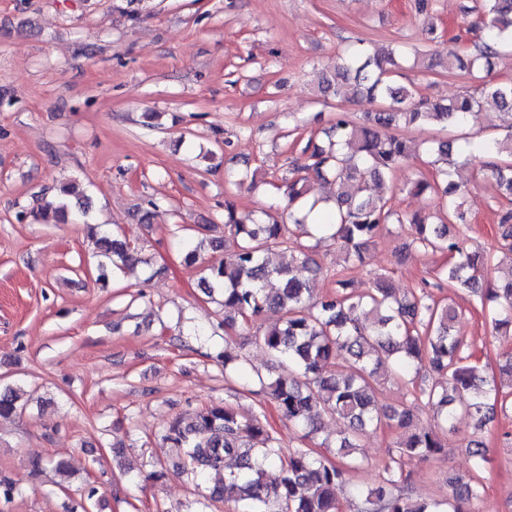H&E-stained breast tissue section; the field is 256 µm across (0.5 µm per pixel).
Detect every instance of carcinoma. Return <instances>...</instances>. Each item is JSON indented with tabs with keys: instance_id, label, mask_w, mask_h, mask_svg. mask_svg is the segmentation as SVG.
<instances>
[{
	"instance_id": "carcinoma-1",
	"label": "carcinoma",
	"mask_w": 512,
	"mask_h": 512,
	"mask_svg": "<svg viewBox=\"0 0 512 512\" xmlns=\"http://www.w3.org/2000/svg\"><path fill=\"white\" fill-rule=\"evenodd\" d=\"M484 19L479 26V42L464 56L450 53L444 63L450 69L463 68L483 82L480 94H466L446 103L415 99L406 86L394 81L407 56L402 49L372 53L359 41L328 67L320 90L341 93L354 83L356 94L382 106L367 112L358 122L346 113H336L320 144L308 140L302 162L294 163L291 176L283 179L288 198V220L241 214L236 206L224 203V229L235 239L233 252L224 261L208 267L200 280L203 293H222L224 326L247 324L265 311L280 313L278 321L264 329L261 341L276 360L288 365V375L268 382L259 380L266 393L289 422L311 435L318 431L323 414L347 421V432L340 437L336 461L314 455L308 448H297L281 457L278 439L259 415L245 417L233 407L211 403L189 419L175 417L162 431V440L178 451L180 466L204 481L214 479L210 498L236 496L241 512H340L336 488L359 467L352 451L371 427L386 420L403 431L396 443V454L384 467V475L374 487L359 488L349 503L350 512H468L481 500L483 485L478 473L487 462L486 448L472 442L469 454L473 471L448 477L451 494L444 502L419 503L405 490L403 459L432 457L446 444L441 434L454 431L462 413L483 426L493 418L499 389L483 376V369L465 354V343L454 331L459 311L453 299H435L427 288L441 287L456 294L467 293L494 304L493 330L512 333V209L499 215V250L509 259L503 276L485 282L493 258L468 251L462 241L448 235V225L467 223L465 209L468 179L475 152L493 150L509 161L491 168L502 196L512 201V136L490 138L476 145L435 139L423 147L432 169L429 177L406 183L414 195L435 193L446 198L445 211L429 215L401 214L387 208L383 187L415 151L392 129L441 126L464 122L481 112H495L512 123V82L485 81L491 58L512 50V0H483ZM335 185L332 222L324 225V238L338 244L345 262H363L368 246L388 224H407L412 243L426 252L448 256V265L439 271V282L424 283L420 294L399 299L386 280L378 287L359 292L352 280L336 276L332 295L315 300L305 274L317 272L309 255L313 238L307 219L318 201L306 197L309 176ZM89 197L73 184L60 189V195L46 202L39 213L53 215L65 223L69 218L86 223ZM103 255L112 266V276L125 274L141 263L139 249L117 235L97 239ZM290 252L286 264L275 260L276 249ZM348 363V372L336 374L338 361ZM404 380L425 372L414 401L433 411L435 424L415 426L409 409L382 403L380 371ZM20 389H0V419L23 412ZM238 461L237 471H226V461ZM29 476L50 470L64 482L70 476L69 464L53 458L28 460ZM19 492V483L0 472V500L9 501Z\"/></svg>"
}]
</instances>
